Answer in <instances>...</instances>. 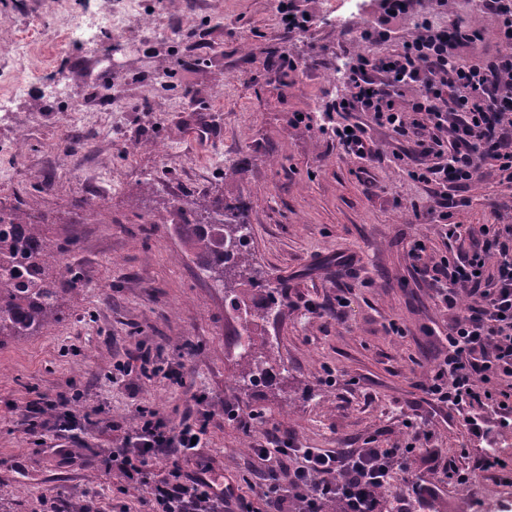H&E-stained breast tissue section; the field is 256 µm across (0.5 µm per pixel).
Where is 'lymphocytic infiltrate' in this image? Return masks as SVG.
Wrapping results in <instances>:
<instances>
[{"mask_svg":"<svg viewBox=\"0 0 512 512\" xmlns=\"http://www.w3.org/2000/svg\"><path fill=\"white\" fill-rule=\"evenodd\" d=\"M498 19V50L480 65L456 61L451 51L474 47L479 33L451 21L447 30L424 28L413 40L387 57L358 56L346 74L348 94L338 104L345 112L368 113L376 125L413 143L422 159L410 177L430 187L449 240L461 227L449 223L455 201L447 186L479 182L486 166L497 167L512 180V0H479ZM421 84L426 91L410 109L398 107L401 88ZM482 243L462 255L442 257L433 271L437 295L453 312L448 352L425 386L431 402L465 412L473 435L485 424L470 409L495 403L498 423L512 428V393L496 389L495 381L512 378V225H483ZM140 423L128 433L135 449L119 448L129 478L149 490L151 512H229L233 494L217 478L199 473L186 478L174 468L154 475L149 459L175 449L192 457L202 430L189 425L167 427L155 413L140 411ZM416 429L401 448L328 450L325 448H260L256 455L266 470L264 497L273 512H283L282 487L294 492L297 512H323L326 503L342 512H384V492L396 472L426 440Z\"/></svg>","mask_w":512,"mask_h":512,"instance_id":"f902f5d3","label":"lymphocytic infiltrate"}]
</instances>
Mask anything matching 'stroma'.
<instances>
[{
	"instance_id": "1",
	"label": "stroma",
	"mask_w": 512,
	"mask_h": 512,
	"mask_svg": "<svg viewBox=\"0 0 512 512\" xmlns=\"http://www.w3.org/2000/svg\"><path fill=\"white\" fill-rule=\"evenodd\" d=\"M292 7L307 30L286 29L277 0H139L155 31L133 21L91 46L68 30H95L125 0H0L11 33L0 41V205L46 215L47 238L79 275L61 322L0 347V512H44L47 499L148 512L146 489L104 462L142 407L176 428L206 419L201 448L177 463L187 476L223 475L250 512L266 510L253 449L391 448L414 425L429 433L410 469L435 491L430 512H512V485L473 468L492 448L512 471V429L486 407L491 431L474 436L423 389L448 350L432 267L463 246L395 160L409 143L335 108L358 54H390L422 26L457 19L483 35L454 51L475 62L496 53L497 21L477 0H412L393 17L380 0ZM366 27L391 36L362 42ZM17 38L28 43L22 63ZM106 82L121 111L100 105ZM346 123L367 125L380 161L346 153L333 133ZM21 128L29 139L17 153ZM451 194L452 223L512 224V183L495 170ZM194 196L243 204L248 296L263 317L243 322L177 236L170 207ZM418 239L427 251L416 262ZM246 329L272 353L255 387L237 381ZM448 463L469 481L446 479Z\"/></svg>"
}]
</instances>
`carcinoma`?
Returning <instances> with one entry per match:
<instances>
[{
	"label": "carcinoma",
	"instance_id": "1",
	"mask_svg": "<svg viewBox=\"0 0 512 512\" xmlns=\"http://www.w3.org/2000/svg\"><path fill=\"white\" fill-rule=\"evenodd\" d=\"M174 227L199 269L227 292L250 282L249 224L242 207L224 198L196 197L173 205ZM46 216L0 208V347L59 320L62 301L76 283L41 226ZM237 240L224 250V240ZM270 354L251 335L240 353L239 381L266 380Z\"/></svg>",
	"mask_w": 512,
	"mask_h": 512
}]
</instances>
